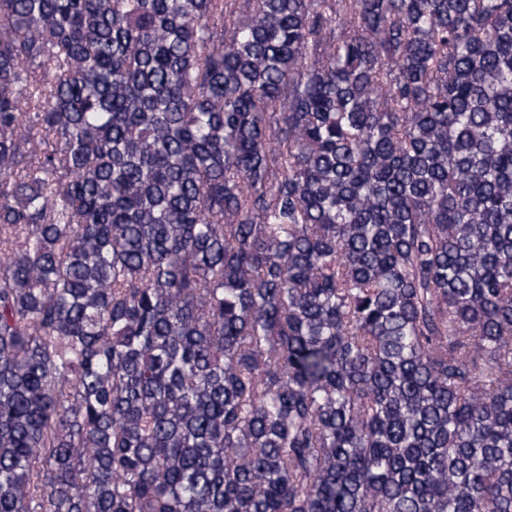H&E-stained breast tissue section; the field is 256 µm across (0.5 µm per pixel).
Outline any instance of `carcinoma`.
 Listing matches in <instances>:
<instances>
[{
	"label": "carcinoma",
	"instance_id": "cac0c4a2",
	"mask_svg": "<svg viewBox=\"0 0 512 512\" xmlns=\"http://www.w3.org/2000/svg\"><path fill=\"white\" fill-rule=\"evenodd\" d=\"M0 512H512V0H0Z\"/></svg>",
	"mask_w": 512,
	"mask_h": 512
}]
</instances>
